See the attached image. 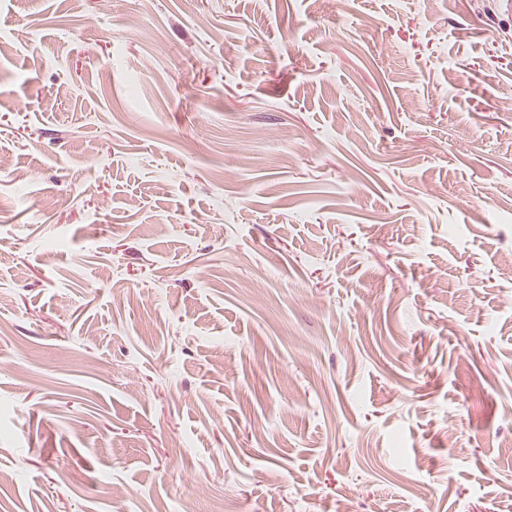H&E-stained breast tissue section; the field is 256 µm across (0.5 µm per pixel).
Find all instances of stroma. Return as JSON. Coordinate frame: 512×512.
<instances>
[{"label": "stroma", "mask_w": 512, "mask_h": 512, "mask_svg": "<svg viewBox=\"0 0 512 512\" xmlns=\"http://www.w3.org/2000/svg\"><path fill=\"white\" fill-rule=\"evenodd\" d=\"M512 0H0V512H512Z\"/></svg>", "instance_id": "stroma-1"}]
</instances>
